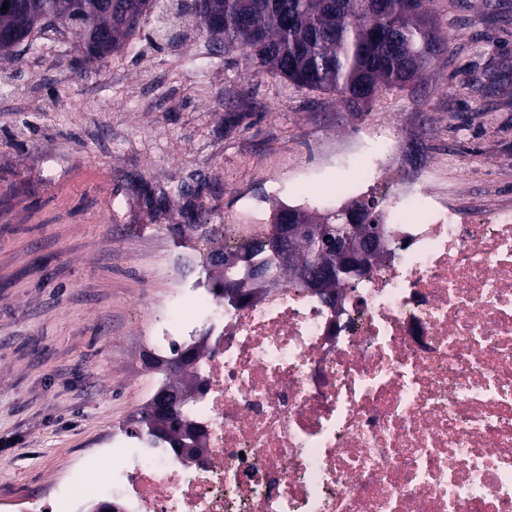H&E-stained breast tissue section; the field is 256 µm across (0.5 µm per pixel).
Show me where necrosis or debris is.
Wrapping results in <instances>:
<instances>
[{
	"instance_id": "1",
	"label": "necrosis or debris",
	"mask_w": 512,
	"mask_h": 512,
	"mask_svg": "<svg viewBox=\"0 0 512 512\" xmlns=\"http://www.w3.org/2000/svg\"><path fill=\"white\" fill-rule=\"evenodd\" d=\"M399 151L361 127L288 196L347 200ZM389 197L393 243L337 304L283 279L247 300L177 287L155 339L206 327L201 459L115 441L55 512H512V201L460 211L427 170Z\"/></svg>"
}]
</instances>
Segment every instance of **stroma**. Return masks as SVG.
I'll use <instances>...</instances> for the list:
<instances>
[{"label": "stroma", "instance_id": "obj_1", "mask_svg": "<svg viewBox=\"0 0 512 512\" xmlns=\"http://www.w3.org/2000/svg\"><path fill=\"white\" fill-rule=\"evenodd\" d=\"M433 0L448 53L429 78L349 110L336 95L245 70L239 53L152 40L105 63L53 40L0 59V505L49 512L54 487L129 430L157 388L141 361L173 285L210 275L197 231L146 204L205 175L207 206L259 223L288 181L360 126L392 123L395 173L431 162L465 206L512 197V0Z\"/></svg>", "mask_w": 512, "mask_h": 512}]
</instances>
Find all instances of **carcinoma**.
<instances>
[{
    "mask_svg": "<svg viewBox=\"0 0 512 512\" xmlns=\"http://www.w3.org/2000/svg\"><path fill=\"white\" fill-rule=\"evenodd\" d=\"M429 0H0V58L10 57L25 42L34 48L50 34L60 44L82 43L88 59L105 61L121 52L147 22L153 32L168 36L176 20L190 14L207 49L238 52L245 68L279 78L299 89L329 91L359 107L355 92L368 96L401 90L422 80L435 57L448 51L444 33L427 17ZM6 11H1L3 4ZM180 184L173 193L189 198L181 217L206 228L217 222L206 208L202 191ZM146 203L168 209L169 193L143 187ZM306 264H329L304 243L298 252ZM163 381L178 389L190 384L189 373L176 365ZM149 407L140 415L139 429L130 432L154 447H173L169 437L152 431Z\"/></svg>",
    "mask_w": 512,
    "mask_h": 512,
    "instance_id": "cac0c4a2",
    "label": "carcinoma"
}]
</instances>
